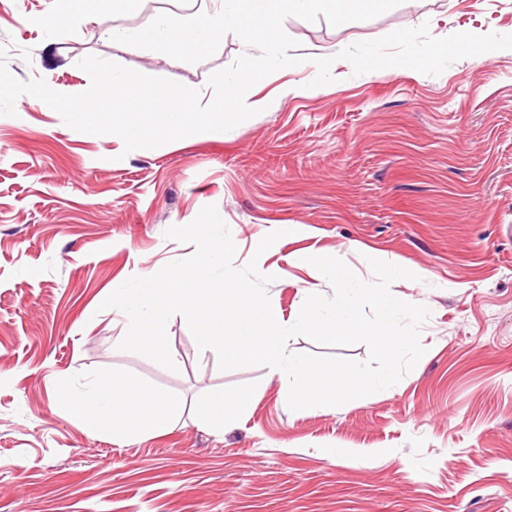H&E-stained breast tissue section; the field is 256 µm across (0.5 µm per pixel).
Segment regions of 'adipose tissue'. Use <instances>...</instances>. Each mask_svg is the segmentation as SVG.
I'll use <instances>...</instances> for the list:
<instances>
[{
  "mask_svg": "<svg viewBox=\"0 0 512 512\" xmlns=\"http://www.w3.org/2000/svg\"><path fill=\"white\" fill-rule=\"evenodd\" d=\"M60 394L77 412L111 426L116 436L159 434L173 419L170 399L143 386H121L106 379L79 391L66 377L60 382Z\"/></svg>",
  "mask_w": 512,
  "mask_h": 512,
  "instance_id": "ef3b65f1",
  "label": "adipose tissue"
}]
</instances>
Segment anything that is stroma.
<instances>
[{
    "mask_svg": "<svg viewBox=\"0 0 512 512\" xmlns=\"http://www.w3.org/2000/svg\"><path fill=\"white\" fill-rule=\"evenodd\" d=\"M194 11L0 0V46L14 77L61 93L88 88L78 62L96 55L206 103L209 75L245 51L236 35L197 63L105 36ZM284 30L300 64L255 84L257 115L217 137L128 154L29 95L0 115V512H512V0H404L369 21L291 17ZM435 45L436 64L397 69ZM208 205L235 266L254 258L272 276L285 321L311 289L332 293L303 255L367 282L373 258L415 273L391 291L430 311L423 357L388 392L293 411L267 367L220 369L181 315L167 324L177 370L119 350L128 322L102 306L113 283L189 257L194 245L165 232ZM65 375L79 389L115 376L151 387L177 403L174 421L115 439L59 402ZM217 390L250 400L220 434L199 417Z\"/></svg>",
    "mask_w": 512,
    "mask_h": 512,
    "instance_id": "obj_1",
    "label": "stroma"
}]
</instances>
